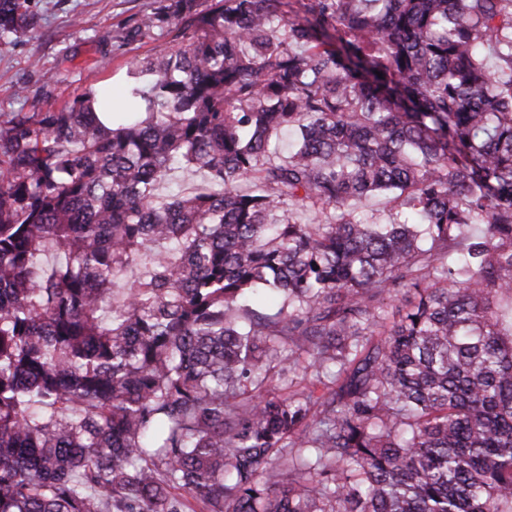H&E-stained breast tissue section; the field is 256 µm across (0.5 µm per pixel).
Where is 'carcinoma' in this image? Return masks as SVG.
Here are the masks:
<instances>
[{
  "label": "carcinoma",
  "mask_w": 512,
  "mask_h": 512,
  "mask_svg": "<svg viewBox=\"0 0 512 512\" xmlns=\"http://www.w3.org/2000/svg\"><path fill=\"white\" fill-rule=\"evenodd\" d=\"M302 8L0 114V512H512V0Z\"/></svg>",
  "instance_id": "obj_1"
}]
</instances>
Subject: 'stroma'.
Instances as JSON below:
<instances>
[{"label":"stroma","mask_w":512,"mask_h":512,"mask_svg":"<svg viewBox=\"0 0 512 512\" xmlns=\"http://www.w3.org/2000/svg\"><path fill=\"white\" fill-rule=\"evenodd\" d=\"M154 0H31L36 30L0 46V113L48 112L85 89L104 90L126 107L128 64L168 40L158 31L128 43L123 33ZM26 96L15 94L16 86Z\"/></svg>","instance_id":"stroma-1"}]
</instances>
